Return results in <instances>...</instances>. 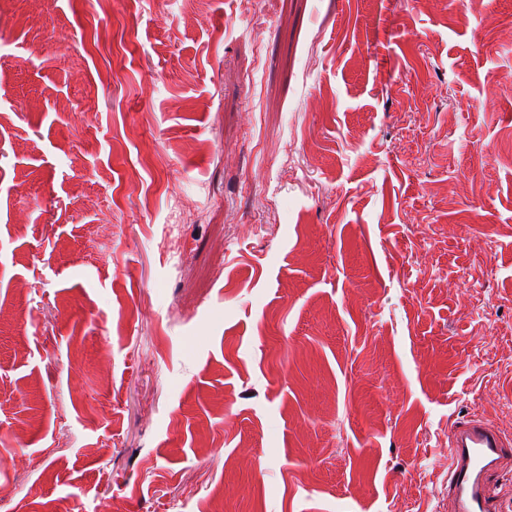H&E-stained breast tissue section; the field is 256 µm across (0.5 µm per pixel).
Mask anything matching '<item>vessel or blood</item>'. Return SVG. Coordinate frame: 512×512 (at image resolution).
Segmentation results:
<instances>
[{
	"instance_id": "b4317fda",
	"label": "vessel or blood",
	"mask_w": 512,
	"mask_h": 512,
	"mask_svg": "<svg viewBox=\"0 0 512 512\" xmlns=\"http://www.w3.org/2000/svg\"><path fill=\"white\" fill-rule=\"evenodd\" d=\"M452 512H497L493 479L512 464V441L476 417L448 428Z\"/></svg>"
}]
</instances>
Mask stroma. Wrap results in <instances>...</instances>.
<instances>
[{
  "instance_id": "35a3bbf8",
  "label": "stroma",
  "mask_w": 512,
  "mask_h": 512,
  "mask_svg": "<svg viewBox=\"0 0 512 512\" xmlns=\"http://www.w3.org/2000/svg\"><path fill=\"white\" fill-rule=\"evenodd\" d=\"M510 77L512 0H0L9 512H448Z\"/></svg>"
}]
</instances>
